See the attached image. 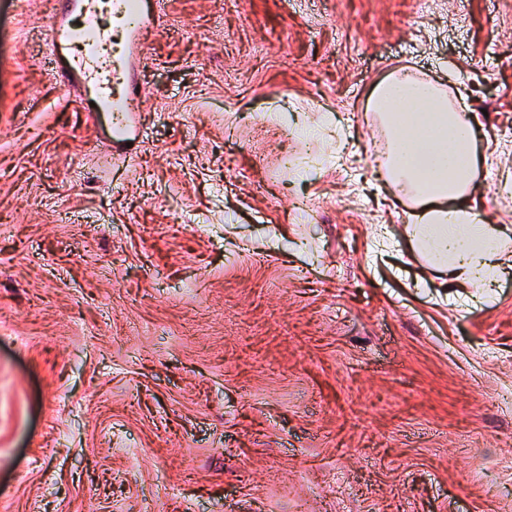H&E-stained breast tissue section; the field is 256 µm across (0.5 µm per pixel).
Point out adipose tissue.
I'll use <instances>...</instances> for the list:
<instances>
[{
  "label": "adipose tissue",
  "mask_w": 512,
  "mask_h": 512,
  "mask_svg": "<svg viewBox=\"0 0 512 512\" xmlns=\"http://www.w3.org/2000/svg\"><path fill=\"white\" fill-rule=\"evenodd\" d=\"M371 108L385 121L387 183L405 188L422 208L404 227L412 248L448 287H490L503 273L500 244L512 226L490 222L479 209L471 123L434 85L395 75L376 88Z\"/></svg>",
  "instance_id": "1"
}]
</instances>
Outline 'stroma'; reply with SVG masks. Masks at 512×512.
Returning a JSON list of instances; mask_svg holds the SVG:
<instances>
[{
	"mask_svg": "<svg viewBox=\"0 0 512 512\" xmlns=\"http://www.w3.org/2000/svg\"><path fill=\"white\" fill-rule=\"evenodd\" d=\"M56 9L0 0V512H512V270L431 281L368 106L445 89L512 225V0H167L129 146Z\"/></svg>",
	"mask_w": 512,
	"mask_h": 512,
	"instance_id": "35a3bbf8",
	"label": "stroma"
}]
</instances>
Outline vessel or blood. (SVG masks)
Returning a JSON list of instances; mask_svg holds the SVG:
<instances>
[{"instance_id":"1","label":"vessel or blood","mask_w":512,"mask_h":512,"mask_svg":"<svg viewBox=\"0 0 512 512\" xmlns=\"http://www.w3.org/2000/svg\"><path fill=\"white\" fill-rule=\"evenodd\" d=\"M58 4L59 9L49 25L56 80L67 90L82 88V99L89 104V116L127 107L129 100L141 92L137 81L128 80L123 90L109 93L92 83L104 40L97 17V0H58ZM165 8L166 0H112V15L122 19V29L127 36L126 52L112 56L113 73L131 71L135 57L144 47L146 35Z\"/></svg>"}]
</instances>
